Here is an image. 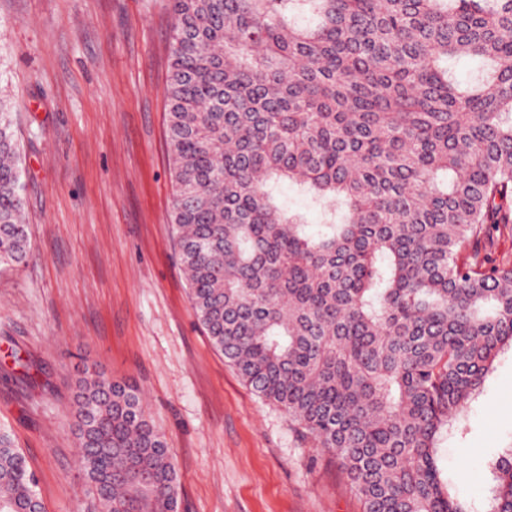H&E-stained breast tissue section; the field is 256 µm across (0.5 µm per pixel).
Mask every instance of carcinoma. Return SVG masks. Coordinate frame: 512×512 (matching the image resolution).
<instances>
[{
	"mask_svg": "<svg viewBox=\"0 0 512 512\" xmlns=\"http://www.w3.org/2000/svg\"><path fill=\"white\" fill-rule=\"evenodd\" d=\"M170 215L192 309L254 394L327 450L364 512H481L440 441L512 345V0H172ZM477 63L470 79L451 64ZM0 99V265L29 253ZM324 209L313 229L275 196ZM94 512H177L180 483L136 382L77 378ZM487 465L512 512V448ZM37 481L0 431V512Z\"/></svg>",
	"mask_w": 512,
	"mask_h": 512,
	"instance_id": "cac0c4a2",
	"label": "carcinoma"
}]
</instances>
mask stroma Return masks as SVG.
I'll return each mask as SVG.
<instances>
[{"mask_svg":"<svg viewBox=\"0 0 512 512\" xmlns=\"http://www.w3.org/2000/svg\"><path fill=\"white\" fill-rule=\"evenodd\" d=\"M171 0H0V95L20 148L26 262L0 266V429L45 512H86L69 415L96 364L132 379L181 482L179 512H363L336 460L247 388L192 309L170 223ZM18 352L28 368L14 366ZM444 475L484 501L512 445V351L494 362Z\"/></svg>","mask_w":512,"mask_h":512,"instance_id":"obj_1","label":"stroma"}]
</instances>
